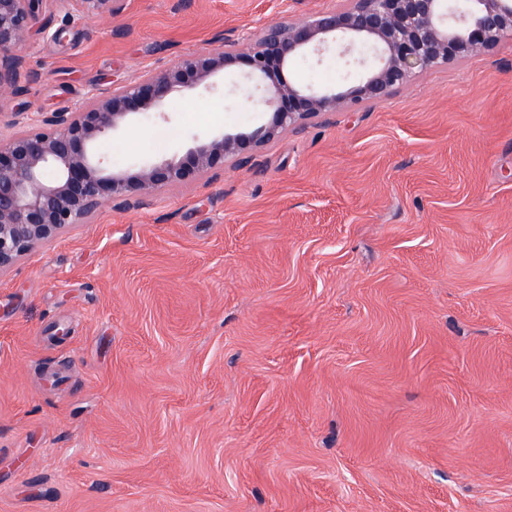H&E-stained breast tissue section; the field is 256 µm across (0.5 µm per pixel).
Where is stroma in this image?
Returning a JSON list of instances; mask_svg holds the SVG:
<instances>
[{
    "label": "stroma",
    "mask_w": 512,
    "mask_h": 512,
    "mask_svg": "<svg viewBox=\"0 0 512 512\" xmlns=\"http://www.w3.org/2000/svg\"><path fill=\"white\" fill-rule=\"evenodd\" d=\"M180 2L129 0L118 36L43 17L7 111L73 112L340 4ZM245 70L113 165L265 123ZM288 74L337 86L343 62ZM0 512H512V39L0 273Z\"/></svg>",
    "instance_id": "stroma-1"
}]
</instances>
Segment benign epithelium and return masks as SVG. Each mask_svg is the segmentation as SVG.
I'll use <instances>...</instances> for the list:
<instances>
[{
  "instance_id": "obj_1",
  "label": "benign epithelium",
  "mask_w": 512,
  "mask_h": 512,
  "mask_svg": "<svg viewBox=\"0 0 512 512\" xmlns=\"http://www.w3.org/2000/svg\"><path fill=\"white\" fill-rule=\"evenodd\" d=\"M127 0H0V104L39 81L27 67L26 42L38 16L60 8L68 17L112 21ZM512 37V0H343V5L265 25L254 42L219 35L218 46L146 72L94 95L74 112H0L15 132L0 138V273L105 206L129 210L157 189L224 162H248L281 133L329 112L380 101L423 72L488 52ZM365 67L356 84L301 86L284 74L297 58L329 50ZM243 63L263 86L258 103L271 119L245 133L193 137L185 156L146 160L116 170L105 142L145 114H164L197 89L212 90L226 69Z\"/></svg>"
}]
</instances>
